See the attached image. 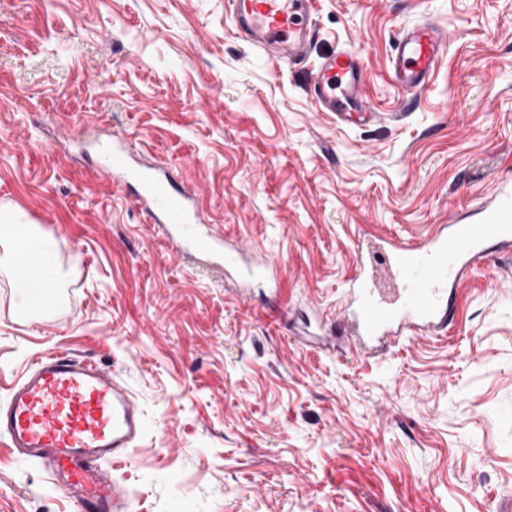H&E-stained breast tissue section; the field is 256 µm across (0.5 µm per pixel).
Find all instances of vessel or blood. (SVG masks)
I'll return each mask as SVG.
<instances>
[{
    "instance_id": "vessel-or-blood-1",
    "label": "vessel or blood",
    "mask_w": 512,
    "mask_h": 512,
    "mask_svg": "<svg viewBox=\"0 0 512 512\" xmlns=\"http://www.w3.org/2000/svg\"><path fill=\"white\" fill-rule=\"evenodd\" d=\"M231 14L259 52L279 60L306 57L314 37L311 0H231ZM451 36L433 20L404 28L390 57L401 90L424 89L446 56ZM367 75L356 51L341 49L318 60L311 95L320 112L343 123L377 115L366 93ZM102 173L129 191L182 258L238 274L247 248L224 241L203 223L193 197L165 170L133 167L125 137L99 144ZM512 244V181L502 180L493 200L468 224H439L418 240L387 242L383 258L396 300H381L370 286L364 255L352 301L341 316L354 350L371 355L404 336L447 334L455 317L454 286L460 285L487 242ZM145 429L133 393L112 370L67 351L38 356L0 403V437L17 455L35 461L74 502L76 512H128L129 497L112 476Z\"/></svg>"
}]
</instances>
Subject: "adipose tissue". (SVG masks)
<instances>
[{
  "label": "adipose tissue",
  "instance_id": "adipose-tissue-1",
  "mask_svg": "<svg viewBox=\"0 0 512 512\" xmlns=\"http://www.w3.org/2000/svg\"><path fill=\"white\" fill-rule=\"evenodd\" d=\"M0 271L18 290L22 320L48 318L63 300L65 270L53 237L10 214L0 215Z\"/></svg>",
  "mask_w": 512,
  "mask_h": 512
}]
</instances>
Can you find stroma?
<instances>
[{
    "mask_svg": "<svg viewBox=\"0 0 512 512\" xmlns=\"http://www.w3.org/2000/svg\"><path fill=\"white\" fill-rule=\"evenodd\" d=\"M308 60L270 62L228 0H0V207L44 217L68 268L58 313L16 316L0 274V399L39 352L120 372L146 431L114 475L130 512H494L512 495V248H489L447 337L324 348L369 242L476 221L512 171V0H312ZM452 40L423 92L389 72L398 31ZM350 48L381 113L310 94ZM124 134L178 169L210 224L271 262L247 298L171 251L98 173ZM278 286L287 311L269 304ZM0 441V512H73Z\"/></svg>",
    "mask_w": 512,
    "mask_h": 512,
    "instance_id": "35a3bbf8",
    "label": "stroma"
}]
</instances>
